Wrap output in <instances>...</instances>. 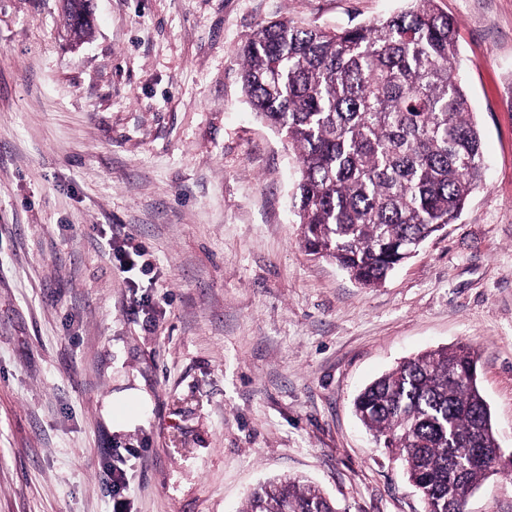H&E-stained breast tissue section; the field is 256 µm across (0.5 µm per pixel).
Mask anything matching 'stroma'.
<instances>
[{
    "instance_id": "stroma-1",
    "label": "stroma",
    "mask_w": 512,
    "mask_h": 512,
    "mask_svg": "<svg viewBox=\"0 0 512 512\" xmlns=\"http://www.w3.org/2000/svg\"><path fill=\"white\" fill-rule=\"evenodd\" d=\"M436 3L486 177L366 288L306 252L298 156L249 105L238 49L266 22L408 0H94L79 45L59 0H0V512H240L283 475L340 512H424L353 399L459 343L512 448V0ZM111 224L149 272L118 270ZM468 510L512 512V477Z\"/></svg>"
}]
</instances>
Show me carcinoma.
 <instances>
[{
    "mask_svg": "<svg viewBox=\"0 0 512 512\" xmlns=\"http://www.w3.org/2000/svg\"><path fill=\"white\" fill-rule=\"evenodd\" d=\"M352 27L262 24L240 50L257 116L298 151L296 213L306 251L365 287L455 223L483 184L481 132L459 74L456 30L435 0ZM70 36L88 38L87 0L61 3ZM394 450L424 512H466L498 472V441L466 345L401 361L354 400ZM480 452L486 464L461 468ZM241 512H338L299 478L259 484Z\"/></svg>",
    "mask_w": 512,
    "mask_h": 512,
    "instance_id": "1",
    "label": "carcinoma"
}]
</instances>
